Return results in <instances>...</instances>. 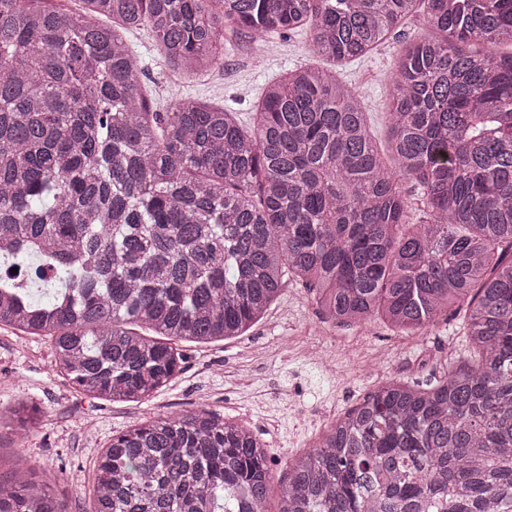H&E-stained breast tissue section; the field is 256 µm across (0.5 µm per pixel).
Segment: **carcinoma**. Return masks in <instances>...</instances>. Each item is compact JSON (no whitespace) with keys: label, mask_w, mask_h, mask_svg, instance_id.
<instances>
[{"label":"carcinoma","mask_w":512,"mask_h":512,"mask_svg":"<svg viewBox=\"0 0 512 512\" xmlns=\"http://www.w3.org/2000/svg\"><path fill=\"white\" fill-rule=\"evenodd\" d=\"M420 7L436 36L397 64L392 169L318 66L271 83L249 134L197 100L152 110L126 43L145 28L169 68L204 72L226 30L301 29L343 62ZM505 44L512 0H0V326L51 337L82 393L142 402L181 371L178 343L241 335L289 278L343 325L420 336L462 310L470 354L338 417L278 512H512V54L489 51ZM35 410L7 419L27 431ZM272 480L253 431L201 407L113 436L92 512H267ZM0 512L69 510L14 472Z\"/></svg>","instance_id":"obj_1"}]
</instances>
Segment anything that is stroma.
Listing matches in <instances>:
<instances>
[{
    "label": "stroma",
    "mask_w": 512,
    "mask_h": 512,
    "mask_svg": "<svg viewBox=\"0 0 512 512\" xmlns=\"http://www.w3.org/2000/svg\"><path fill=\"white\" fill-rule=\"evenodd\" d=\"M430 35L422 13H415L377 49L335 67L362 96L379 146L390 136L395 65L409 42ZM127 40L142 60V91L152 108L163 112L193 97L236 112L246 129L268 83L317 61L303 31L256 43L232 38L223 68L195 76L164 66L149 31H134ZM466 349L461 317L444 314L424 336L397 332L379 319L340 325L323 318L312 294L293 281L245 334L183 345L180 373L155 397L112 403L83 395L56 373L48 338L0 328V408L30 401L41 409L24 445H17L12 428H0V475L22 468L50 485L70 512H92L95 461L113 435L204 403L266 441L274 476L267 508L275 512L292 457L311 450L337 417L384 381H429ZM372 359L376 367L365 369Z\"/></svg>",
    "instance_id": "35a3bbf8"
}]
</instances>
